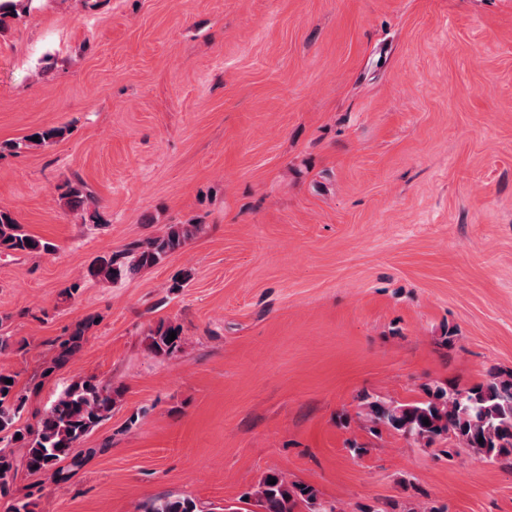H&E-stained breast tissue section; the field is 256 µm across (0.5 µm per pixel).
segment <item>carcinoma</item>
I'll use <instances>...</instances> for the list:
<instances>
[{
    "instance_id": "1",
    "label": "carcinoma",
    "mask_w": 512,
    "mask_h": 512,
    "mask_svg": "<svg viewBox=\"0 0 512 512\" xmlns=\"http://www.w3.org/2000/svg\"><path fill=\"white\" fill-rule=\"evenodd\" d=\"M65 129L49 127L25 138L45 146L62 137ZM72 210L84 207L88 194L80 182L69 184L62 193ZM200 225H173L162 237L133 240L119 251L97 259L88 275L107 281H117L138 274L142 269L157 265L166 256L182 249L193 231ZM49 244L27 234L12 214L0 209V252H35L48 250ZM95 323L88 317L75 324L68 338L59 344V351L47 367L50 372L63 367L81 348L85 333ZM176 339L170 341V332ZM182 344V330L172 323H162L152 334L151 347L157 354H172ZM14 376L0 371V443L7 440L27 449L24 464L28 471L62 475L57 464L68 460L70 465L81 462L80 444L102 421L109 417L119 392L93 377L82 378L66 387L50 405L34 429L16 427L23 407L24 394L16 384L5 383ZM367 416L371 432L378 436L387 430L406 440L426 447L437 441L455 439L462 447L490 462L512 457V372L499 369L471 388L428 390L427 398L412 403L369 401ZM429 420L424 425L423 420ZM18 472V461L8 447L0 448V499L8 500L7 512H35L32 494L13 495L12 487ZM276 483H269V478ZM256 506L261 512H335L325 505L317 490L308 484L288 481L270 472L254 492ZM142 512H206L189 497H160L145 502Z\"/></svg>"
}]
</instances>
